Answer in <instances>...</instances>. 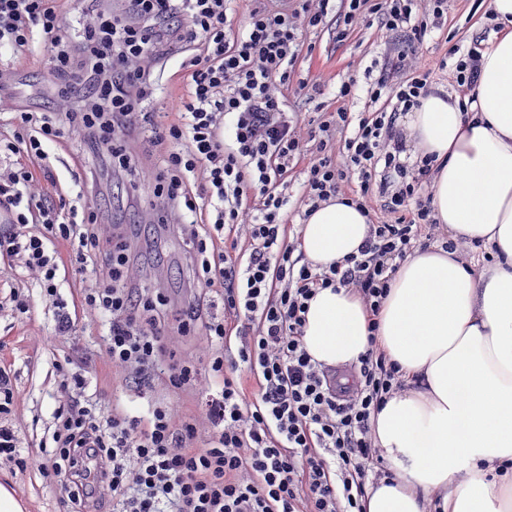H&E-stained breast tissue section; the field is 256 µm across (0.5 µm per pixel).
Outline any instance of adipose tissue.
<instances>
[{"label":"adipose tissue","mask_w":512,"mask_h":512,"mask_svg":"<svg viewBox=\"0 0 512 512\" xmlns=\"http://www.w3.org/2000/svg\"><path fill=\"white\" fill-rule=\"evenodd\" d=\"M499 26L480 57L477 100L423 97L405 127L434 156L430 201L451 239L481 242L477 266L433 245L400 263L378 313L345 288L317 291L303 343L324 365L351 364L369 339L406 385L371 419L393 476L368 484L364 512H512V0H492ZM370 223L335 201L299 229L298 249L325 268L357 253Z\"/></svg>","instance_id":"obj_1"}]
</instances>
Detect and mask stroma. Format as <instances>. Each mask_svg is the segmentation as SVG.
<instances>
[{
  "instance_id": "obj_1",
  "label": "stroma",
  "mask_w": 512,
  "mask_h": 512,
  "mask_svg": "<svg viewBox=\"0 0 512 512\" xmlns=\"http://www.w3.org/2000/svg\"><path fill=\"white\" fill-rule=\"evenodd\" d=\"M494 24L486 14L482 0H448V14L441 28L422 44L417 55L422 62L433 65L432 87L456 93L457 88L449 71L437 69L436 64L446 53L450 43L470 45ZM336 22L327 18L317 31L308 34L312 53L302 54L294 67V81L323 79L330 87L355 79L366 85L365 68L372 60L382 59L388 39L377 26L358 25L344 41L335 39ZM183 246L179 240L161 243L157 253L142 259V275L151 283L159 273H166L165 286L177 291L187 278L181 259ZM54 315L40 299H33L29 311L23 315L0 318V339L6 346L0 351L11 366L12 383L17 395L16 426L25 457L41 456L44 444L51 441L52 413L58 386L62 379L60 366L66 365L72 352L88 357L87 392L103 407H111L119 391L112 377L102 370L96 355L103 346L104 330L99 321L82 320L74 336L63 340L56 336ZM9 480L17 496L25 505V512H62L52 493L49 478L35 467L2 468L0 481Z\"/></svg>"
}]
</instances>
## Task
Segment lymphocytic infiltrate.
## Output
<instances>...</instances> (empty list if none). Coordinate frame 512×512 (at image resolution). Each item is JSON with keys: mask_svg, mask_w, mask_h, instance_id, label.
I'll use <instances>...</instances> for the list:
<instances>
[{"mask_svg": "<svg viewBox=\"0 0 512 512\" xmlns=\"http://www.w3.org/2000/svg\"><path fill=\"white\" fill-rule=\"evenodd\" d=\"M72 2L0 0V48L19 65L48 66L41 96L58 104L15 110L0 132V309L27 312L25 283L36 281L58 336L72 335L76 315L107 319L101 364L127 389L159 384L170 397L144 417L102 411L77 359L62 373L55 446L39 471L67 512H362L368 478L392 475L371 417L405 385L373 348L342 371L314 361L305 315L332 286L379 312L399 261L435 239L423 197L433 159L407 165L399 120L429 92L415 46L448 0H250L240 30L231 0H124L118 13L82 0L68 32ZM331 14L337 41L363 22L395 41L365 90L370 110L324 113L305 136L286 110L291 74L306 31ZM173 59L185 71L177 110L145 111ZM438 67L467 94L478 51L454 45ZM59 150L85 173L71 198L53 165ZM298 167L308 210L342 195L371 223L358 254L322 271L285 241ZM120 171L152 186L156 224L185 246L182 296L142 284L137 230L97 204L103 177ZM188 345L197 357L184 355ZM186 391L208 396L197 414L176 400ZM14 399L1 364L0 465L22 467Z\"/></svg>", "mask_w": 512, "mask_h": 512, "instance_id": "lymphocytic-infiltrate-1", "label": "lymphocytic infiltrate"}]
</instances>
